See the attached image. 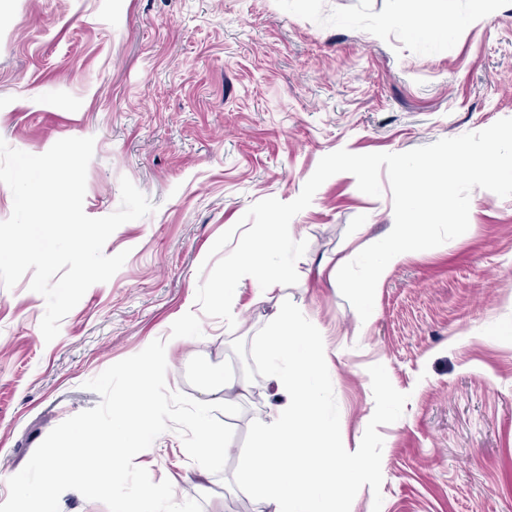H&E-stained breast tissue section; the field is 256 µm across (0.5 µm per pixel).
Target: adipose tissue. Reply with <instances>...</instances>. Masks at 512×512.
<instances>
[{"mask_svg":"<svg viewBox=\"0 0 512 512\" xmlns=\"http://www.w3.org/2000/svg\"><path fill=\"white\" fill-rule=\"evenodd\" d=\"M266 359L267 385L277 400L257 420L252 448L238 454L236 480L273 512H347L342 491L376 465L365 453L337 448L339 429L321 398L329 372L319 331L282 299Z\"/></svg>","mask_w":512,"mask_h":512,"instance_id":"1","label":"adipose tissue"}]
</instances>
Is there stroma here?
I'll use <instances>...</instances> for the list:
<instances>
[{
    "mask_svg": "<svg viewBox=\"0 0 512 512\" xmlns=\"http://www.w3.org/2000/svg\"><path fill=\"white\" fill-rule=\"evenodd\" d=\"M429 0L431 24L457 33L416 38L388 24L393 0H0V139L40 155L91 137L83 208L120 204L128 177L154 213L121 225L104 252L122 268L92 285L45 341L44 298L29 278L0 286V500L10 477L64 420L96 406L86 381L171 340L169 390L222 401L209 374L252 381L229 417L222 474L201 477L172 430L135 457L175 501L203 512H254L233 483L236 456L265 411L264 345L275 304L250 280L235 291V328L195 302L199 266L255 202L296 199L320 159L400 153L512 118V0ZM469 228L395 267L357 330L331 271L387 224L392 194L359 191L339 173L294 219L308 242L288 303L322 333L323 399L339 447L368 454L350 512H512V197L474 189ZM201 329L186 339L185 320ZM383 368L396 403L370 376Z\"/></svg>",
    "mask_w": 512,
    "mask_h": 512,
    "instance_id": "35a3bbf8",
    "label": "stroma"
}]
</instances>
